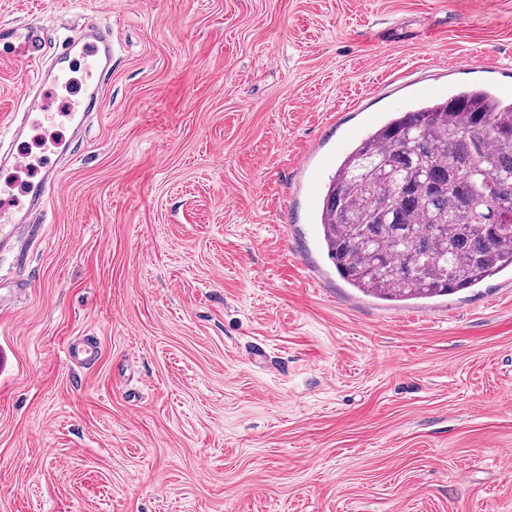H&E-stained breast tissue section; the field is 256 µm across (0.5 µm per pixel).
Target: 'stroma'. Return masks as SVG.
<instances>
[{
  "label": "stroma",
  "instance_id": "stroma-1",
  "mask_svg": "<svg viewBox=\"0 0 512 512\" xmlns=\"http://www.w3.org/2000/svg\"><path fill=\"white\" fill-rule=\"evenodd\" d=\"M104 18L86 130L24 137L74 156L0 251V512H512V273L386 304L317 220L384 117L512 94V0H0L59 42Z\"/></svg>",
  "mask_w": 512,
  "mask_h": 512
}]
</instances>
